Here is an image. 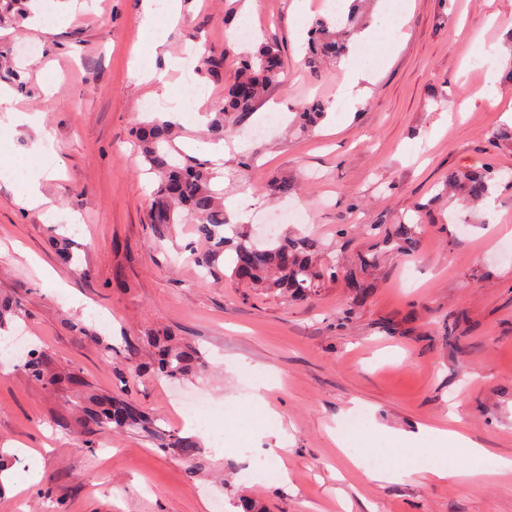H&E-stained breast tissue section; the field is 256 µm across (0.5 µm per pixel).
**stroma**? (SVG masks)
<instances>
[{"label": "stroma", "instance_id": "1", "mask_svg": "<svg viewBox=\"0 0 512 512\" xmlns=\"http://www.w3.org/2000/svg\"><path fill=\"white\" fill-rule=\"evenodd\" d=\"M140 2L92 0L59 23L58 0H38L34 17L0 24L9 59L0 88L14 110L39 122L14 127L0 109V159L21 169L39 164V135L48 133L59 173L41 190L78 217L52 227L42 210L21 203L18 184L0 181V295L24 308L7 338L26 336L28 349L80 370L98 394L133 399L158 431L79 436V393L42 387L0 352V451L15 458L0 474V512H214L218 501L223 512H238L246 496L266 512H512V253L500 248L512 242V184L496 180L473 208L444 191L452 172L512 169V141L488 145L512 110V53L502 51L512 40V0H413L405 42L371 44L375 82L352 112L335 105L345 77L339 61L310 75L307 45L297 39L298 27L332 16L329 0H311L303 20L291 0H182L166 53L153 60L165 73L160 83L132 70ZM243 28L253 32L246 44L236 38ZM270 40L281 47L282 81L248 124L273 112L283 119L262 138L225 141L216 185L239 203L227 218L257 239L258 215L300 207L303 223L282 225L281 233L337 241L349 259L369 250L366 225L408 217L424 224L417 249L382 265L362 305L338 283L314 301L289 302L230 283L224 265L218 280L201 283L190 252L203 242L183 224L157 239L144 222L153 181L131 136L147 118L144 104L168 111L165 84L177 93L191 82L206 87L208 97L179 120L178 145L199 157L195 111L224 94L221 81L192 66L167 70V56L222 51L232 63ZM490 77L500 100L449 111L461 87ZM317 98L331 112L317 127L295 130L297 108ZM282 179L290 191L271 192L269 183ZM340 224L349 232L338 241ZM56 234L72 240L78 264H58ZM22 249L33 262L19 257ZM50 268L56 279L47 277ZM448 322L456 326L451 340L443 334ZM75 323L95 327L102 344L72 331ZM156 329L195 343L204 370L190 381L125 385L111 362L132 344L150 361L146 336ZM259 380L267 385L261 409L253 400ZM176 390L204 394L224 411L214 423L223 444L196 432L194 462L161 445L162 434L186 430L171 399ZM268 409L280 416L285 455L274 452ZM354 412L369 426L363 453L386 455L391 481H372L367 467L350 466L337 449ZM452 413L488 455L461 456L457 481L408 474L430 457L431 443L399 444L392 431L441 425ZM263 463L284 465L287 479H248ZM29 470L38 482L16 491Z\"/></svg>", "mask_w": 512, "mask_h": 512}]
</instances>
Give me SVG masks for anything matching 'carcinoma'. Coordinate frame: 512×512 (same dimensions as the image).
<instances>
[{"instance_id":"1","label":"carcinoma","mask_w":512,"mask_h":512,"mask_svg":"<svg viewBox=\"0 0 512 512\" xmlns=\"http://www.w3.org/2000/svg\"><path fill=\"white\" fill-rule=\"evenodd\" d=\"M362 0H352V8L336 18L332 25L322 18L313 21L307 65L311 72L320 73L326 58H340L347 53L353 33V21ZM24 0H0V20L16 19L24 15ZM225 54L212 52L202 59V70L210 77L224 78ZM282 52L277 42L265 41L252 53L243 55L233 76L225 81L224 98L207 125V136L221 141L232 135L252 116L267 89L281 83ZM325 116V105L320 100L306 104L297 113L295 122L303 129L312 128ZM176 124L156 118L145 121L133 130V140L139 147L144 163L155 175L154 189L146 210V222L158 238H164L177 224H189L206 248L194 254V261L203 276L215 275L219 260L226 249L233 250L230 281L245 284L262 293L278 295L289 301H309L328 282L341 281L349 289L352 302L361 304L370 288L368 271L376 268L383 257L414 251L422 235V225L409 218L390 227L371 224L364 233L373 244L357 259L347 261L342 256H331L321 241L312 235L295 238H277L256 244L241 240L236 225L229 224L224 209V190L216 189L219 177L211 164L189 156L175 144ZM494 170L465 174H448V186L459 187L465 200L476 203L489 194ZM22 313L15 299L0 300V330L6 328L10 317ZM153 348L152 362L143 363L138 349L128 346L124 356L123 374L133 380L151 372L169 381H183L197 374L203 367L200 351L190 342L165 331L149 336ZM22 370L32 381L54 386L66 382L74 387H86L81 375L74 371H56L51 360L42 352L33 350L22 363ZM86 431L110 429L121 432L130 427L146 429L152 425L148 416L132 400L118 396H88L83 411ZM165 446L174 448L191 459L198 450L196 441L176 432L167 434Z\"/></svg>"}]
</instances>
